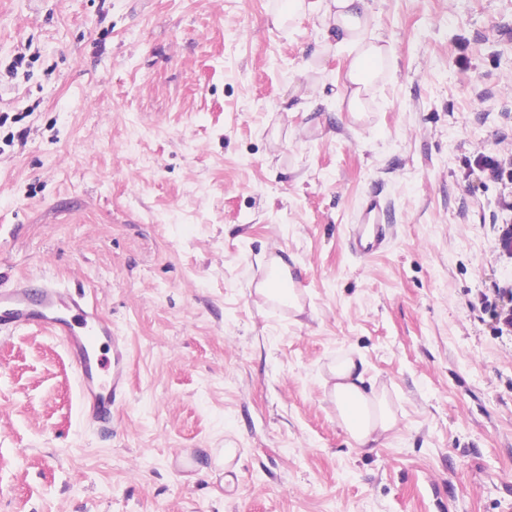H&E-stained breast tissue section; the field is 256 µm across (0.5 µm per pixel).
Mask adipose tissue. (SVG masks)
<instances>
[{
    "mask_svg": "<svg viewBox=\"0 0 512 512\" xmlns=\"http://www.w3.org/2000/svg\"><path fill=\"white\" fill-rule=\"evenodd\" d=\"M317 11L328 17L341 44L352 54L345 99L348 111L360 112L365 94L381 80L387 68L391 48L365 36L371 13L369 0H288L289 17ZM365 373L363 362L351 358L338 361L329 369L328 387L340 425L361 450L375 447L397 424L385 390L367 386Z\"/></svg>",
    "mask_w": 512,
    "mask_h": 512,
    "instance_id": "1",
    "label": "adipose tissue"
}]
</instances>
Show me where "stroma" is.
Instances as JSON below:
<instances>
[{"label": "stroma", "instance_id": "1", "mask_svg": "<svg viewBox=\"0 0 512 512\" xmlns=\"http://www.w3.org/2000/svg\"><path fill=\"white\" fill-rule=\"evenodd\" d=\"M371 6L354 115L288 0H0V284L84 287L130 349L102 433L60 340L0 337V512H512V186L471 164L512 158V0ZM349 353L397 416L369 453L323 388ZM381 207L375 198L367 200L357 224L350 225L349 243L356 253L367 256L376 252L387 237L388 228L380 215ZM373 220L372 224L368 222ZM267 266L271 268H276L279 271L285 273L287 276L286 285L289 288H277L273 279H269V277H267L266 281L258 283L257 287L255 288L256 293L263 297H266L267 299L274 300L284 306H287L291 310H294L298 313H302V290L299 288H295L296 284L292 283L291 279L290 283H288V275L291 273L288 264L284 261L282 257L272 256L267 261Z\"/></svg>", "mask_w": 512, "mask_h": 512}]
</instances>
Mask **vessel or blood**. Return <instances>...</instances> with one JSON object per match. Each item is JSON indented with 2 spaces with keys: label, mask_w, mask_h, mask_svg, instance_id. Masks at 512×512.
<instances>
[{
  "label": "vessel or blood",
  "mask_w": 512,
  "mask_h": 512,
  "mask_svg": "<svg viewBox=\"0 0 512 512\" xmlns=\"http://www.w3.org/2000/svg\"><path fill=\"white\" fill-rule=\"evenodd\" d=\"M376 199H369L351 225V249L367 256L387 237ZM35 328L61 340L77 369L80 413L100 431L112 425L113 410L128 385V350L112 323L83 288H65L51 280H18L0 286V334Z\"/></svg>",
  "instance_id": "obj_1"
}]
</instances>
